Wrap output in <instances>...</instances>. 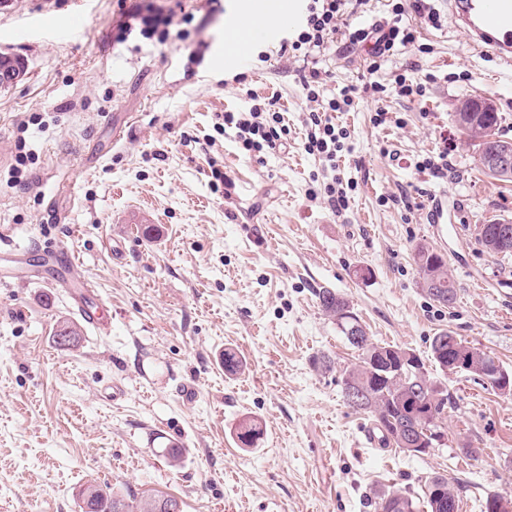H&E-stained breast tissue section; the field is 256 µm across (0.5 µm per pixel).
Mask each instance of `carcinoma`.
I'll use <instances>...</instances> for the list:
<instances>
[{"label":"carcinoma","instance_id":"carcinoma-1","mask_svg":"<svg viewBox=\"0 0 512 512\" xmlns=\"http://www.w3.org/2000/svg\"><path fill=\"white\" fill-rule=\"evenodd\" d=\"M502 115L498 112L486 114L476 112L469 118V125L462 127L468 139L476 146L483 145L485 137H499ZM478 242L504 241L494 253L512 256V221L503 224L490 220L477 227ZM419 284L422 291L433 302L452 306L457 299V289L450 274L448 263L442 254L428 245H419L414 251ZM321 310L336 321V328L348 344L359 352L358 362L344 369L341 379L343 401L351 408L369 415L384 442L401 448L402 434H417V429L439 430L443 424L445 410L452 405L451 395L442 382L420 364L423 379L430 383L432 391L442 395L435 412H430L426 398L415 391L417 376L399 363L395 346L374 341L360 322L349 300L341 294L324 288L318 293ZM455 336L451 330L437 332L430 342L431 361L436 370L445 372L448 366V339ZM261 434L260 426L253 420L243 422L238 431L241 444L254 445ZM94 492L93 512H182V502L173 496L149 498L132 506L112 495L108 488L92 486ZM459 495L443 474L433 473L421 481L418 495L399 489H380L375 492V512H459Z\"/></svg>","mask_w":512,"mask_h":512}]
</instances>
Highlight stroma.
I'll use <instances>...</instances> for the list:
<instances>
[{"label": "stroma", "mask_w": 512, "mask_h": 512, "mask_svg": "<svg viewBox=\"0 0 512 512\" xmlns=\"http://www.w3.org/2000/svg\"><path fill=\"white\" fill-rule=\"evenodd\" d=\"M122 0H0V53L23 68L0 86V233L14 242L62 241L92 280L109 334L81 322L63 288L39 280L0 282V512H81L95 483L130 496H173L184 512H374L376 490L417 491L447 475L460 512H481L487 494L512 495V397L465 373L443 378L454 404L448 442L422 458L366 445L371 418L346 406L338 380L355 351L318 305L329 288L346 297L375 341L430 358V341L452 330L512 371V257L477 240L486 221L512 219V183L475 166L478 149L453 114L467 98L492 99L512 140V94L498 95L512 66L472 45L450 20L420 27L417 45L397 48L367 73L349 33L386 17L391 0L345 13L319 56L326 94L360 93L336 122L347 152L327 171L303 148L313 102L306 62L258 59L239 68L215 51L236 0L213 11L182 0L183 40L139 35L116 41ZM82 10L81 27L60 35L43 19ZM204 36L203 66L186 76L189 40ZM422 84L412 101H374L361 87ZM275 98L290 129L286 149L256 160L218 114L247 93ZM388 113L374 124L377 109ZM27 131H20V122ZM123 127L114 141L112 131ZM34 158L28 187L7 185L15 142ZM452 148L448 176L417 164L440 140ZM231 181L214 190L210 162ZM352 182L349 205L318 192L331 178ZM448 203L446 230L428 220L433 194ZM149 212L152 225L129 223ZM123 248L112 254L113 245ZM444 254L458 296L449 308L422 292L417 245ZM77 328L58 345L60 323ZM244 360L224 371L225 351ZM326 355L331 370L310 360ZM263 433L241 445L243 419ZM178 448L171 464L166 446ZM479 449L471 460L463 446Z\"/></svg>", "instance_id": "35a3bbf8"}]
</instances>
